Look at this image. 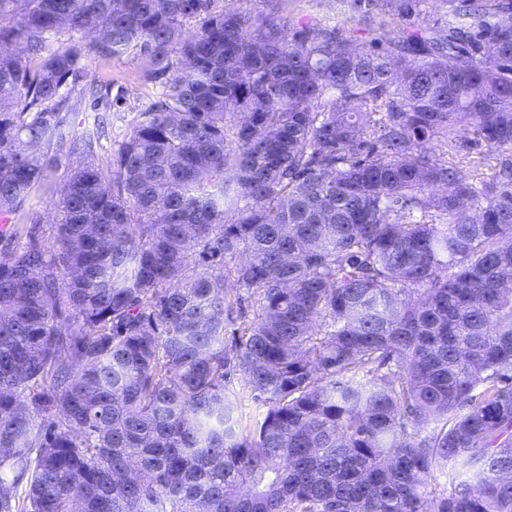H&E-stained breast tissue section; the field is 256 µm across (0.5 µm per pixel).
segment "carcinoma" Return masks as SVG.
<instances>
[{
	"instance_id": "carcinoma-1",
	"label": "carcinoma",
	"mask_w": 512,
	"mask_h": 512,
	"mask_svg": "<svg viewBox=\"0 0 512 512\" xmlns=\"http://www.w3.org/2000/svg\"><path fill=\"white\" fill-rule=\"evenodd\" d=\"M213 2L0 0V215L84 154L0 257V512H512V156H437L512 150V0ZM130 52L109 177L99 85L56 109ZM334 13V5L329 0H288V8L284 15L295 23L298 20H309L315 17L323 18ZM85 64L88 75L103 85V88H108L109 101L117 91L123 97L121 107L112 108L109 112L112 141H103L106 150H98L97 163L105 171H110L112 155L118 145L137 122L139 113L156 100L161 87L155 80L143 76L141 62L133 54L109 61L90 59ZM462 130L460 135L461 138L468 142L471 147V154L480 161L478 167V173L482 179L489 180L493 177L496 170L497 159L499 158L500 152L497 150H488L484 144H475L476 135L470 130V127L466 126V123H462ZM78 147L79 145L77 143L73 144L67 141L62 145H53L48 151L49 154L56 156L58 161L57 166L53 167L48 172L47 181L34 192L36 195L34 202L38 203L35 209L39 223L30 224V220L27 219L30 207L28 203L25 204L19 213L14 215L12 224L18 223L20 227L25 225L31 229L33 228L32 231H36V236L41 247L48 253L56 250L53 230L55 213L52 204L58 195L56 193L53 194V191L61 185L68 167L80 159ZM49 186H51V189H49Z\"/></svg>"
}]
</instances>
